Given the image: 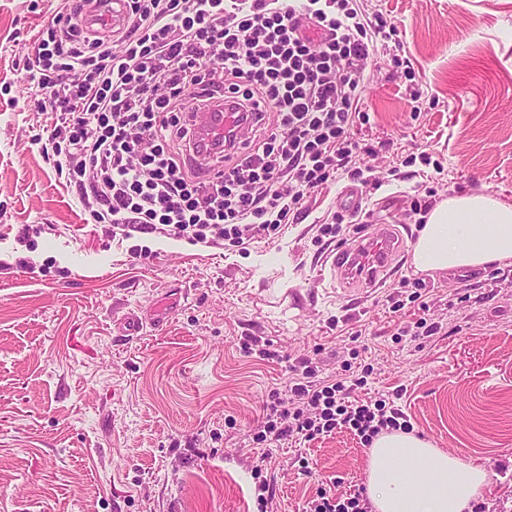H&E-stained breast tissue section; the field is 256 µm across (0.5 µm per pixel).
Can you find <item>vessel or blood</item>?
I'll return each instance as SVG.
<instances>
[{
  "label": "vessel or blood",
  "instance_id": "vessel-or-blood-1",
  "mask_svg": "<svg viewBox=\"0 0 512 512\" xmlns=\"http://www.w3.org/2000/svg\"><path fill=\"white\" fill-rule=\"evenodd\" d=\"M247 124L231 104L214 107L195 129L197 160L207 164L218 152L226 136L244 137ZM406 250L402 237L388 225H378L375 231L356 242L339 246L327 253L321 268L331 282L344 286L378 288L397 271V259Z\"/></svg>",
  "mask_w": 512,
  "mask_h": 512
}]
</instances>
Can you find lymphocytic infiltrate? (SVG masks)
I'll return each instance as SVG.
<instances>
[{
  "label": "lymphocytic infiltrate",
  "mask_w": 512,
  "mask_h": 512,
  "mask_svg": "<svg viewBox=\"0 0 512 512\" xmlns=\"http://www.w3.org/2000/svg\"><path fill=\"white\" fill-rule=\"evenodd\" d=\"M102 0H65L43 27L29 80L55 115L42 152L95 223L235 246L278 234L312 189L349 171L360 92L382 34L360 0H125L116 31L86 27ZM231 100L256 119L224 141L221 171L191 157L192 122ZM272 394L264 434L306 440L346 428L364 445L410 432L399 409L352 403L345 380L305 366Z\"/></svg>",
  "instance_id": "f902f5d3"
}]
</instances>
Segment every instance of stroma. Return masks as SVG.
<instances>
[{
  "label": "stroma",
  "instance_id": "1",
  "mask_svg": "<svg viewBox=\"0 0 512 512\" xmlns=\"http://www.w3.org/2000/svg\"><path fill=\"white\" fill-rule=\"evenodd\" d=\"M61 3L0 0V512H256L259 463L272 512L366 484L347 429L263 456L269 394L305 361L366 377L350 399L393 401L415 436L486 470L479 502L512 512V264L418 272L407 255L380 288L320 279L323 254L369 225L415 244L414 201L512 203V0H361L387 36L353 133L382 185L352 211L337 174L238 247L124 237L59 183L26 66ZM337 214L341 239L324 231ZM423 320L433 335L416 336Z\"/></svg>",
  "mask_w": 512,
  "mask_h": 512
}]
</instances>
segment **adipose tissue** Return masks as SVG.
<instances>
[{
  "instance_id": "1",
  "label": "adipose tissue",
  "mask_w": 512,
  "mask_h": 512,
  "mask_svg": "<svg viewBox=\"0 0 512 512\" xmlns=\"http://www.w3.org/2000/svg\"><path fill=\"white\" fill-rule=\"evenodd\" d=\"M512 260V204L468 193L430 211L413 249L416 271L477 268ZM367 481L375 512H467L485 470L408 433L380 435Z\"/></svg>"
}]
</instances>
